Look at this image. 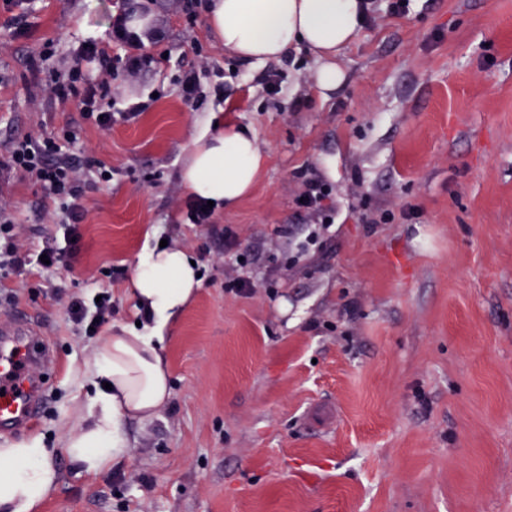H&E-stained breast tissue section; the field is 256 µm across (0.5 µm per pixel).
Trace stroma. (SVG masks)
Listing matches in <instances>:
<instances>
[{
  "instance_id": "obj_1",
  "label": "stroma",
  "mask_w": 512,
  "mask_h": 512,
  "mask_svg": "<svg viewBox=\"0 0 512 512\" xmlns=\"http://www.w3.org/2000/svg\"><path fill=\"white\" fill-rule=\"evenodd\" d=\"M376 4L323 98L309 52L254 67L214 45L188 0H158L137 49L113 32L118 0H34L20 31L0 0V151L51 133L111 173L87 192L77 256L51 270L37 257L59 202L0 177L28 255L0 290L56 353L40 419L0 444L56 445L77 426L83 364L137 321L145 248L168 240L203 271L166 340L168 402L131 424L106 473L59 449L41 512H512V0ZM92 41L111 75L84 58ZM36 55L107 79L112 112L138 116L98 128L39 85ZM216 116L269 149L252 195L211 217L235 232L230 250L188 223L178 179ZM308 177L327 185L329 217L296 210ZM235 277L250 291L226 289ZM105 290L112 317L85 335L70 299Z\"/></svg>"
}]
</instances>
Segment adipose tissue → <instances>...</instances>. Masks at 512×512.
<instances>
[{"mask_svg": "<svg viewBox=\"0 0 512 512\" xmlns=\"http://www.w3.org/2000/svg\"><path fill=\"white\" fill-rule=\"evenodd\" d=\"M364 0H210L206 24L218 46L262 66L295 46H305L320 94L344 80L338 51L358 38ZM267 155L247 127L203 126L193 135L179 172L192 196L215 211L236 207L259 181ZM202 286L198 266L181 248L154 249L137 261L130 292L145 322L106 336L83 369L88 390L76 429L62 446L78 472L97 475L125 460L133 446L129 424L153 419L171 396L162 343L170 320ZM60 479L53 449L33 439L0 447V512H35Z\"/></svg>", "mask_w": 512, "mask_h": 512, "instance_id": "1", "label": "adipose tissue"}]
</instances>
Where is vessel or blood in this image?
<instances>
[{
	"label": "vessel or blood",
	"mask_w": 512,
	"mask_h": 512,
	"mask_svg": "<svg viewBox=\"0 0 512 512\" xmlns=\"http://www.w3.org/2000/svg\"><path fill=\"white\" fill-rule=\"evenodd\" d=\"M53 358L52 348L31 322L0 318V427L36 423L43 387L35 372Z\"/></svg>",
	"instance_id": "obj_1"
}]
</instances>
